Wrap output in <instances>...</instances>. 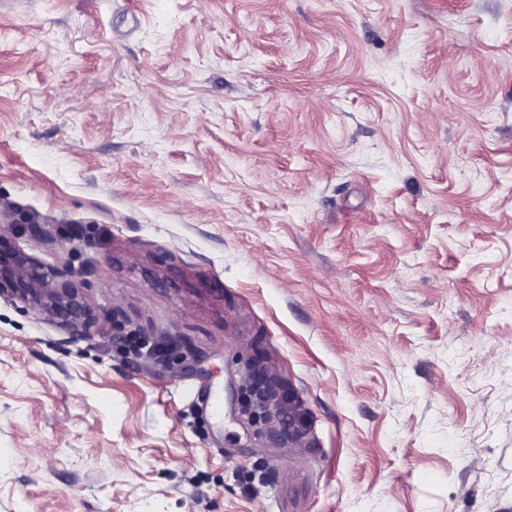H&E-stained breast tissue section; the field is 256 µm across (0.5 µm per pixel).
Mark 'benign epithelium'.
<instances>
[{"label": "benign epithelium", "mask_w": 512, "mask_h": 512, "mask_svg": "<svg viewBox=\"0 0 512 512\" xmlns=\"http://www.w3.org/2000/svg\"><path fill=\"white\" fill-rule=\"evenodd\" d=\"M0 297L18 301L51 322L64 328L72 337L91 336L104 323L121 330L117 314H95L82 289L59 263L45 264L26 254L8 236L0 233ZM246 388L256 402H244L240 414L251 423L272 420L271 408L277 399V387L268 377L261 355H255L246 379Z\"/></svg>", "instance_id": "obj_1"}]
</instances>
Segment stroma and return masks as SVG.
Wrapping results in <instances>:
<instances>
[{
	"mask_svg": "<svg viewBox=\"0 0 512 512\" xmlns=\"http://www.w3.org/2000/svg\"><path fill=\"white\" fill-rule=\"evenodd\" d=\"M33 222L146 351L0 298V512H512V0H0ZM253 364L246 379V388L256 396V402H243L240 406L241 416H245L251 423L263 419L265 423L272 420L271 408L277 405V387L268 377L265 366L261 363V355H255Z\"/></svg>",
	"mask_w": 512,
	"mask_h": 512,
	"instance_id": "stroma-1",
	"label": "stroma"
}]
</instances>
